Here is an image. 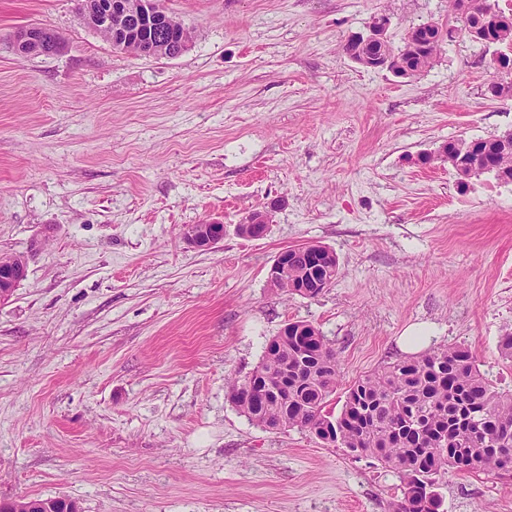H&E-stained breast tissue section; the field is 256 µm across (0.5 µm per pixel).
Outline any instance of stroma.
Wrapping results in <instances>:
<instances>
[{"mask_svg": "<svg viewBox=\"0 0 512 512\" xmlns=\"http://www.w3.org/2000/svg\"><path fill=\"white\" fill-rule=\"evenodd\" d=\"M181 56L114 50L81 0H0V254L26 279L0 303V501L81 512H391L398 474L301 429L253 424L225 379L250 375L288 322L355 381L426 347L465 345L512 391V182L463 180L443 146L512 130L498 45L460 36L423 72L356 63L387 38L459 25L448 0H162ZM56 30L54 56L10 35ZM275 205L266 236L239 224ZM224 223L213 249L184 228ZM332 250L316 298L271 288L284 249ZM440 512H512V476L440 473ZM60 503L64 504V510L67 512L69 507L72 512L73 501L68 499H58L55 501H33L29 499H18L13 503H0V509L7 510V512H56L55 510L60 507Z\"/></svg>", "mask_w": 512, "mask_h": 512, "instance_id": "obj_1", "label": "stroma"}]
</instances>
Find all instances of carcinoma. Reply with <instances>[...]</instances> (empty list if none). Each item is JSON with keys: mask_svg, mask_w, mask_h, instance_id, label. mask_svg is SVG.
Returning <instances> with one entry per match:
<instances>
[{"mask_svg": "<svg viewBox=\"0 0 512 512\" xmlns=\"http://www.w3.org/2000/svg\"><path fill=\"white\" fill-rule=\"evenodd\" d=\"M460 16L462 28L494 40L512 41V24L487 23L484 5ZM148 55L176 58L187 49L190 33L171 15L153 29ZM427 48L397 53L410 75L428 67L444 35L437 26L422 27ZM476 170L486 164L512 172V140L480 139ZM336 255L319 247L318 261L292 254L280 269L276 287L305 298L318 296L315 284L332 283ZM336 352L310 323L293 321L269 341L254 371L227 382L230 401L250 421L270 430L300 427L323 444L369 457L396 471L402 497L394 512H437L442 496L435 475L442 470L512 473V392L496 390L481 373L471 351L462 345L439 346L388 364L347 392L339 414L326 410L338 384Z\"/></svg>", "mask_w": 512, "mask_h": 512, "instance_id": "carcinoma-1", "label": "carcinoma"}]
</instances>
